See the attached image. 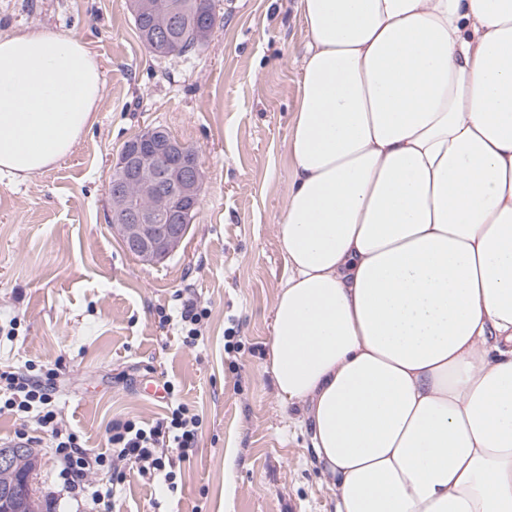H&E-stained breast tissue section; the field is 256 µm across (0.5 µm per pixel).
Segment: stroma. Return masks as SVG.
I'll use <instances>...</instances> for the list:
<instances>
[{
	"mask_svg": "<svg viewBox=\"0 0 512 512\" xmlns=\"http://www.w3.org/2000/svg\"><path fill=\"white\" fill-rule=\"evenodd\" d=\"M215 2L210 41L185 59L148 53L128 0H0V35L74 32L104 74L97 121L72 153L0 182V367L62 364V414L99 453L109 450L112 421L163 416L145 383L178 386L202 419L181 485L170 493L126 474L111 512H336L310 462L309 424L279 401L265 367L285 276L276 223L306 25L298 0ZM155 125L197 150L203 186L179 249L147 265L113 231L108 189L113 158ZM183 292L210 310L192 347L160 324ZM230 327L239 342L231 352ZM37 454L32 486L47 512H87L63 489L48 447Z\"/></svg>",
	"mask_w": 512,
	"mask_h": 512,
	"instance_id": "obj_1",
	"label": "stroma"
}]
</instances>
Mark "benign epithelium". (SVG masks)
Here are the masks:
<instances>
[{
	"label": "benign epithelium",
	"instance_id": "benign-epithelium-1",
	"mask_svg": "<svg viewBox=\"0 0 512 512\" xmlns=\"http://www.w3.org/2000/svg\"><path fill=\"white\" fill-rule=\"evenodd\" d=\"M136 14L154 17L153 35L159 38L175 23L172 15L155 17L154 0H136ZM185 153L186 146L162 129L148 128L113 162L111 226L127 251L143 263H155L172 254L188 231L189 225L179 221L185 210L176 209L174 201L179 198L196 204L203 175L199 165L190 172L179 166L177 160ZM27 454L28 448L21 443L0 448V470H14ZM27 484L28 478L21 476L0 490V504L13 509Z\"/></svg>",
	"mask_w": 512,
	"mask_h": 512
}]
</instances>
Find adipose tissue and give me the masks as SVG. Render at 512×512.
Listing matches in <instances>:
<instances>
[{
    "label": "adipose tissue",
    "instance_id": "1",
    "mask_svg": "<svg viewBox=\"0 0 512 512\" xmlns=\"http://www.w3.org/2000/svg\"><path fill=\"white\" fill-rule=\"evenodd\" d=\"M309 40L267 366L336 512H512V0H298ZM104 81L0 36V177L66 158Z\"/></svg>",
    "mask_w": 512,
    "mask_h": 512
}]
</instances>
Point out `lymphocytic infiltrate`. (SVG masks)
<instances>
[{
    "mask_svg": "<svg viewBox=\"0 0 512 512\" xmlns=\"http://www.w3.org/2000/svg\"><path fill=\"white\" fill-rule=\"evenodd\" d=\"M61 367L29 365L23 372L0 369V412L17 420H35L49 438L59 476L67 491L89 495L93 504L106 498L102 489L93 488L90 479L99 474L121 481L126 469H133L143 482L162 478L168 490L178 488L181 471L175 455H187L195 448L202 430V419L175 399V386L164 382L168 401L166 414L151 424L134 419L114 421L108 441L111 454L87 448L81 436L68 428L57 408Z\"/></svg>",
    "mask_w": 512,
    "mask_h": 512,
    "instance_id": "f902f5d3",
    "label": "lymphocytic infiltrate"
}]
</instances>
